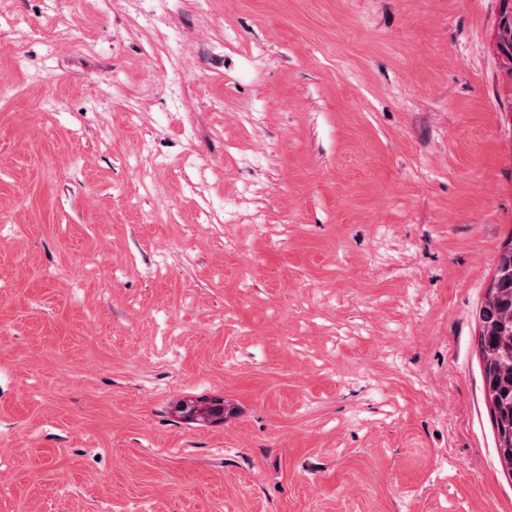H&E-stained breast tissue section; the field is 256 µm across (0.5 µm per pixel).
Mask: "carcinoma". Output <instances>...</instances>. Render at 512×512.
Instances as JSON below:
<instances>
[{
	"label": "carcinoma",
	"instance_id": "obj_1",
	"mask_svg": "<svg viewBox=\"0 0 512 512\" xmlns=\"http://www.w3.org/2000/svg\"><path fill=\"white\" fill-rule=\"evenodd\" d=\"M500 48L512 57V8H503ZM495 288L482 302L478 347L485 401L500 465L512 463V244L499 256Z\"/></svg>",
	"mask_w": 512,
	"mask_h": 512
}]
</instances>
